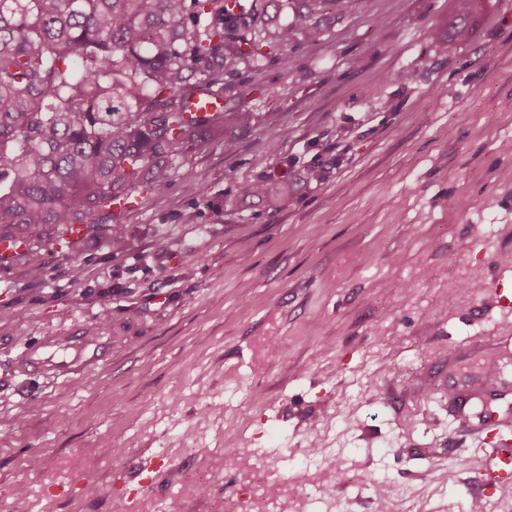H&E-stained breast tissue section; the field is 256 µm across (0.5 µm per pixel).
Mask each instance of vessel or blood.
Returning a JSON list of instances; mask_svg holds the SVG:
<instances>
[{
    "label": "vessel or blood",
    "mask_w": 512,
    "mask_h": 512,
    "mask_svg": "<svg viewBox=\"0 0 512 512\" xmlns=\"http://www.w3.org/2000/svg\"><path fill=\"white\" fill-rule=\"evenodd\" d=\"M489 294L504 311L512 310V264L501 263ZM109 351L107 343L73 332L67 338L48 336L23 348L17 358L20 372L39 374L55 380L70 379L96 367ZM486 398L474 408L473 392L466 387L449 390L448 406L458 427L476 443L477 474L482 493L478 503L512 488V381L502 366H495L483 378Z\"/></svg>",
    "instance_id": "obj_1"
}]
</instances>
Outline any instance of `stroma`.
Returning a JSON list of instances; mask_svg holds the SVG:
<instances>
[{"label": "stroma", "mask_w": 512, "mask_h": 512, "mask_svg": "<svg viewBox=\"0 0 512 512\" xmlns=\"http://www.w3.org/2000/svg\"><path fill=\"white\" fill-rule=\"evenodd\" d=\"M454 0H361L332 40L233 80L259 122L190 152L158 195L0 263V502L11 512H244L240 465L302 512H466L473 475L439 358L465 379L484 336L512 353L486 285L512 258V0L449 41ZM440 38H432V30ZM338 159L304 184L291 157ZM276 181L279 197L242 198ZM197 193H187L186 183ZM85 329L112 359L69 381L16 367ZM163 476L134 494L133 461Z\"/></svg>", "instance_id": "stroma-1"}]
</instances>
